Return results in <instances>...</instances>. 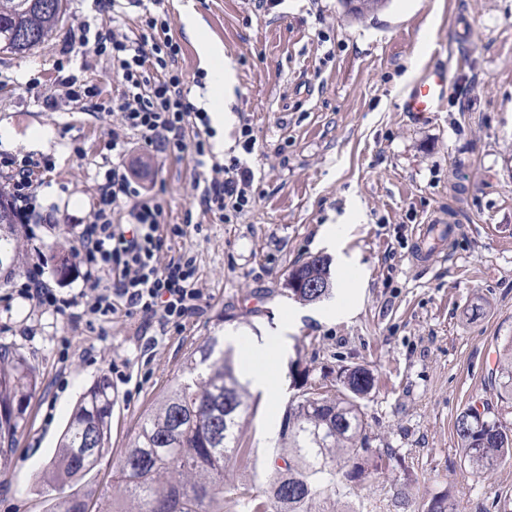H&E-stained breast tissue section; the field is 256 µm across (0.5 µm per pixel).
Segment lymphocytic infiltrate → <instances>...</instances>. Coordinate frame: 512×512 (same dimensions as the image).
I'll return each instance as SVG.
<instances>
[{
    "mask_svg": "<svg viewBox=\"0 0 512 512\" xmlns=\"http://www.w3.org/2000/svg\"><path fill=\"white\" fill-rule=\"evenodd\" d=\"M141 15L143 35L128 34L120 21L103 32H82L80 47L112 58L120 90L102 98L97 86H80L74 78L63 82L67 102L91 112H118L123 126L147 145L173 155L192 151L199 170L194 182V201L203 213L222 222L231 221L254 202L248 189L254 174L238 159L224 165L211 163L207 138L196 134L186 142L185 130L193 124L208 125L207 115L189 100V88L179 66L181 47L170 34L167 14L157 13L162 0H150ZM127 140L113 135L112 149L118 156L96 187L92 218L81 222L75 254L85 267L84 282L92 293L85 314L92 321H107L118 312L139 313L158 324L160 332L177 330L199 307L193 258L184 254L160 263L167 242L186 234V225H162V211L133 187L121 158ZM55 164L51 158L17 157L0 152V178L11 190L16 219L28 225V240H35L31 226L42 210L40 189ZM127 222H120V214ZM20 297L56 314L76 307L74 299L47 288L44 268L33 262L22 272Z\"/></svg>",
    "mask_w": 512,
    "mask_h": 512,
    "instance_id": "f902f5d3",
    "label": "lymphocytic infiltrate"
}]
</instances>
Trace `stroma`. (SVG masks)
<instances>
[{
	"instance_id": "35a3bbf8",
	"label": "stroma",
	"mask_w": 512,
	"mask_h": 512,
	"mask_svg": "<svg viewBox=\"0 0 512 512\" xmlns=\"http://www.w3.org/2000/svg\"><path fill=\"white\" fill-rule=\"evenodd\" d=\"M171 34L187 76L205 73L187 32L194 15L235 68L236 122L224 134L222 162L238 158L255 175L248 211L222 223L193 207L192 153L175 158L142 145L124 158L163 210L162 221L202 224L171 247L196 260L200 310L182 330L160 334L140 316L116 314L94 325L52 315L18 298L20 276L0 287V344L32 367L37 384L11 467L0 474V512H48L53 498L112 494V467L130 445L143 414L206 337L232 329L261 335L284 322L288 331L273 369L279 398L250 393L253 413L244 440L262 471L292 394L289 368L336 377L362 365L375 377L365 412L377 448L400 449L413 475L416 502L447 494L462 512H500L512 504V466L474 478L455 431L457 415L495 402L490 384L497 351L512 336V0H389L356 22L340 0H277L268 12L251 0H167ZM473 21L460 44L455 20ZM107 29L111 15L93 0H65L52 38L24 57L0 53V126L14 132L12 154L30 155L28 134L49 129L56 169L40 189L43 221L37 246L49 287L81 297L83 270L55 272L59 242L75 246L74 217L88 215L97 166L112 156L121 132L116 112H76L63 103V75L116 93L109 56L73 52L56 61L82 26ZM448 67L452 91L444 111L422 119L401 109L407 72ZM59 104L44 110L43 100ZM256 139L240 142L242 125ZM363 212L338 251L321 246L323 225ZM459 208L446 245L418 258L417 227ZM312 255L328 256L333 295L354 301L350 316L325 321L321 303L289 297V271ZM357 259L362 280L347 285L340 258ZM115 394L111 447L81 480L46 474L78 396L99 377Z\"/></svg>"
}]
</instances>
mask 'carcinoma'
Masks as SVG:
<instances>
[{"mask_svg":"<svg viewBox=\"0 0 512 512\" xmlns=\"http://www.w3.org/2000/svg\"><path fill=\"white\" fill-rule=\"evenodd\" d=\"M64 0H0V53L23 56L48 40L63 16ZM0 274L12 269L20 251L12 203L0 188ZM289 296L314 303L329 295L330 266L315 255L294 266L286 280ZM294 393L284 409L278 446L267 463L262 487L225 477L226 463L251 465L243 426L252 413L249 383L229 352L207 338L191 352L174 383L155 402L129 448L117 459L113 497L90 507L88 498L54 499L49 512H409L404 492L411 482L402 471L393 493L373 484L395 471L401 458L394 448L372 447L364 401L375 386L361 365L343 366L339 377L316 379L294 367ZM500 403L512 408V336L498 349L491 374ZM35 386L24 357L0 344V471L11 463V449L24 423L22 402ZM112 386L96 380L78 399L49 469L60 482L90 473L110 448ZM463 410L456 435L472 474L512 464V428L486 407ZM421 512H460L446 496L431 498Z\"/></svg>","mask_w":512,"mask_h":512,"instance_id":"carcinoma-1","label":"carcinoma"}]
</instances>
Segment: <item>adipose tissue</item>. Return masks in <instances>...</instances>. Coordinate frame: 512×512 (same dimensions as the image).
<instances>
[{"label": "adipose tissue", "mask_w": 512, "mask_h": 512, "mask_svg": "<svg viewBox=\"0 0 512 512\" xmlns=\"http://www.w3.org/2000/svg\"><path fill=\"white\" fill-rule=\"evenodd\" d=\"M187 25L195 37L198 49L207 64L208 79L215 90L209 115L211 126L217 132L215 150L220 153L224 150L222 132L225 127L230 126L234 121L233 115L224 110V96L231 93L235 85L234 69L231 62L225 58L223 48L213 43L203 33L202 29L197 26L195 19H188ZM224 342L248 354L251 363L246 367L243 375L250 381L252 387L265 392L266 395H273L274 383L272 376L269 370L263 366V362L268 359L271 350L270 338L266 337L258 341L230 330L225 332Z\"/></svg>", "instance_id": "ef3b65f1"}]
</instances>
